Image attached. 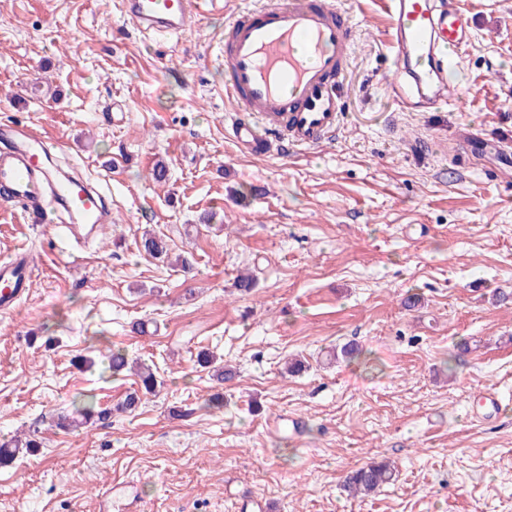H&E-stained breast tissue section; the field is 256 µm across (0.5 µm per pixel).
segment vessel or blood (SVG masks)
<instances>
[{"mask_svg": "<svg viewBox=\"0 0 512 512\" xmlns=\"http://www.w3.org/2000/svg\"><path fill=\"white\" fill-rule=\"evenodd\" d=\"M221 0H118L124 23L144 33L180 34L197 25L204 4ZM392 73L389 99L407 112L440 104L447 74L471 41L458 0H385ZM353 27L335 0H270L238 12L224 35V93L238 106L229 135L256 154L272 146L312 149L332 140L347 101L342 83ZM45 141L25 125L0 126V202L30 216L54 207L70 232L110 224L112 213L88 186L54 174ZM27 257L0 266V311L27 291Z\"/></svg>", "mask_w": 512, "mask_h": 512, "instance_id": "b4317fda", "label": "vessel or blood"}]
</instances>
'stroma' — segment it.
Masks as SVG:
<instances>
[{
  "label": "stroma",
  "mask_w": 512,
  "mask_h": 512,
  "mask_svg": "<svg viewBox=\"0 0 512 512\" xmlns=\"http://www.w3.org/2000/svg\"><path fill=\"white\" fill-rule=\"evenodd\" d=\"M257 2L171 36L126 26L115 0H0V124L36 128L112 204L80 248L0 205V263L25 248L36 266L0 314V440L41 442L0 466V512H512V185L454 148L469 127L512 153V0H459L461 96L425 112L385 94L373 0H339L356 34L337 138L252 156L227 134L217 46ZM423 139L433 151L411 152ZM148 233L169 260L141 252ZM348 343L361 356L334 359ZM110 348L156 369L134 413L114 410L140 379L107 369ZM203 350L234 378L213 380ZM488 389L506 409L480 421ZM82 394L111 416L53 428ZM381 460L396 481L348 495L344 477Z\"/></svg>",
  "instance_id": "obj_1"
}]
</instances>
